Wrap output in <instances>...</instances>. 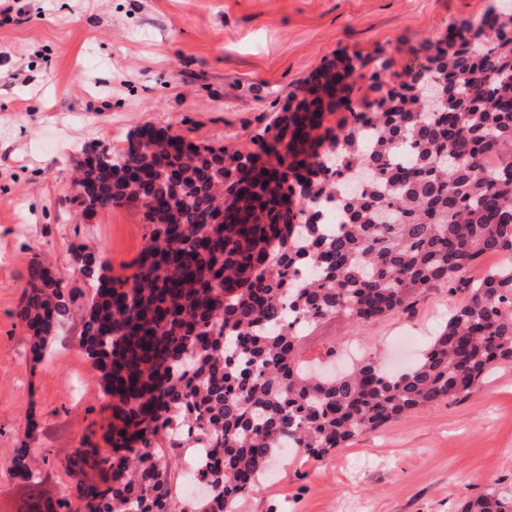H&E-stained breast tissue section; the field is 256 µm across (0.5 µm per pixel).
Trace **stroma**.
<instances>
[{
    "label": "stroma",
    "mask_w": 512,
    "mask_h": 512,
    "mask_svg": "<svg viewBox=\"0 0 512 512\" xmlns=\"http://www.w3.org/2000/svg\"><path fill=\"white\" fill-rule=\"evenodd\" d=\"M498 0H9L0 5V512H17L10 470L28 443L50 458L45 485L81 502L61 466L109 400L77 346L73 313L40 362L15 316L32 259L58 277L73 273V244L99 246L113 274H130L148 240L123 206L85 220L70 208L89 144L119 149L144 124L230 149L251 140L288 91L322 62L385 58L399 82L421 47L460 18ZM461 296L433 292L406 313L360 334L333 319L318 325L302 357L321 358L357 338L366 355L398 369L425 349ZM35 431H28L29 422ZM271 483L237 512H461L490 490L512 494V363L500 365L454 404L435 403L367 431L324 460L274 461Z\"/></svg>",
    "instance_id": "35a3bbf8"
}]
</instances>
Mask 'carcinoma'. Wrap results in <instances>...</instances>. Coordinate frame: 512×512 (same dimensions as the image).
<instances>
[{
    "instance_id": "obj_1",
    "label": "carcinoma",
    "mask_w": 512,
    "mask_h": 512,
    "mask_svg": "<svg viewBox=\"0 0 512 512\" xmlns=\"http://www.w3.org/2000/svg\"><path fill=\"white\" fill-rule=\"evenodd\" d=\"M360 58L325 61L240 151L184 137L86 156L71 202L99 212L122 200L174 208L154 221L129 276L102 250L73 247L84 287L64 285L37 258L17 315L39 361L82 307L78 346L110 399L64 470L85 512H174L168 448H209L210 492L179 512H235L286 446L323 460L357 434L435 402H456L512 362V5L458 20L424 46L398 85L371 73L378 98L356 111ZM440 101H434L435 94ZM338 111L349 118L325 125ZM145 177L128 182V166ZM340 207L339 230L323 207ZM233 213L220 224L213 215ZM484 255L501 261L484 271ZM462 304L416 362L393 374L365 358L318 380L301 359L319 322L357 331L407 312L428 292ZM11 471L36 482L20 444ZM462 512H512L487 492Z\"/></svg>"
}]
</instances>
